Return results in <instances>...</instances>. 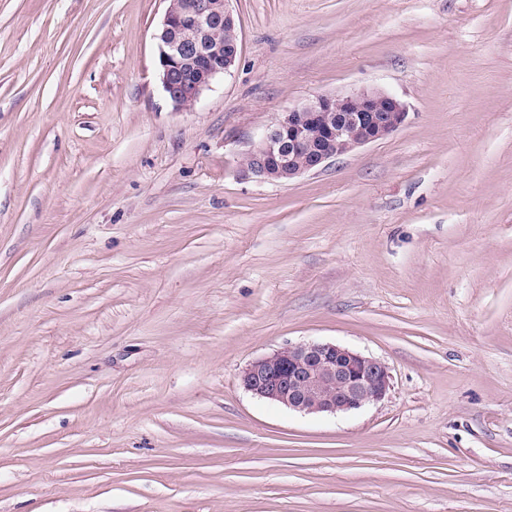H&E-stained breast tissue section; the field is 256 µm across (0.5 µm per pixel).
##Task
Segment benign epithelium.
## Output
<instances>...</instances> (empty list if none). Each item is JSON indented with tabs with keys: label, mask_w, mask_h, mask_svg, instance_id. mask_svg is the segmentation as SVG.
I'll return each mask as SVG.
<instances>
[{
	"label": "benign epithelium",
	"mask_w": 512,
	"mask_h": 512,
	"mask_svg": "<svg viewBox=\"0 0 512 512\" xmlns=\"http://www.w3.org/2000/svg\"><path fill=\"white\" fill-rule=\"evenodd\" d=\"M156 35L159 79L174 109L190 110L238 57L228 0H167ZM405 105L382 90L317 96L269 124L246 153L244 168L267 182L313 172L327 161L396 131ZM241 384L252 395L303 414L334 415L383 400L382 361L331 342L288 345L248 364Z\"/></svg>",
	"instance_id": "7a95c632"
}]
</instances>
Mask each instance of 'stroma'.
<instances>
[{
    "mask_svg": "<svg viewBox=\"0 0 512 512\" xmlns=\"http://www.w3.org/2000/svg\"><path fill=\"white\" fill-rule=\"evenodd\" d=\"M239 55L179 112L165 0H0V512H512V0H230ZM394 133L242 169L318 95ZM376 404L241 385L304 341ZM407 113L397 97L378 89L317 96L266 126L244 168L263 181H288L385 138ZM241 384L252 395L303 414L336 415L383 400L388 367L336 343L288 345L248 364Z\"/></svg>",
    "mask_w": 512,
    "mask_h": 512,
    "instance_id": "stroma-1",
    "label": "stroma"
}]
</instances>
